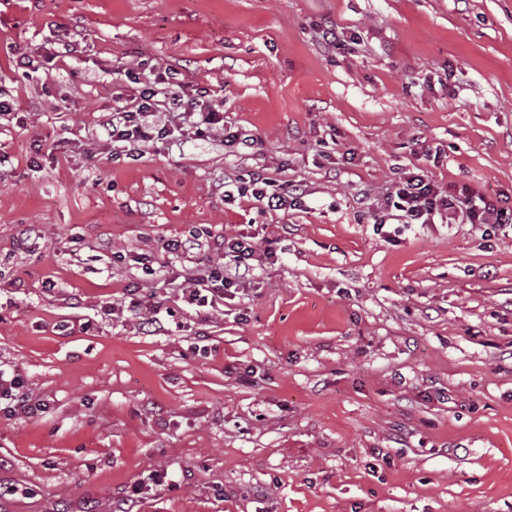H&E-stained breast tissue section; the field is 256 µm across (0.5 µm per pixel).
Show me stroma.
I'll use <instances>...</instances> for the list:
<instances>
[{"label": "stroma", "instance_id": "obj_1", "mask_svg": "<svg viewBox=\"0 0 512 512\" xmlns=\"http://www.w3.org/2000/svg\"><path fill=\"white\" fill-rule=\"evenodd\" d=\"M140 65L253 148L112 161L98 125ZM0 88L27 114L0 124V366L46 406L0 419V512H123L138 483L133 512H512V236L392 223L391 244L358 202L430 148L440 187L512 206V0H0ZM261 166L300 207L225 202ZM196 227L207 250L166 251ZM230 237L275 255L187 305Z\"/></svg>", "mask_w": 512, "mask_h": 512}]
</instances>
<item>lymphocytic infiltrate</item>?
<instances>
[{
    "mask_svg": "<svg viewBox=\"0 0 512 512\" xmlns=\"http://www.w3.org/2000/svg\"><path fill=\"white\" fill-rule=\"evenodd\" d=\"M136 90L125 104L113 107L111 116L100 125L97 139L113 160L139 159L154 144L168 141L183 146L194 140L220 136L229 152L248 144V137L224 124V113L204 94H188L186 86L170 70L128 71ZM253 196L273 211L299 206L303 197L296 187H284L263 170L250 171L247 178L224 183V196ZM404 224H471L486 241H494L512 229V207L500 200L444 190L421 168L401 171L376 204L373 220L384 227L389 213ZM224 264L206 265L190 277L191 287L182 295L189 304L203 307L223 300L255 269L256 250L242 238L224 242ZM25 390L22 378L0 369V416L34 415L41 411Z\"/></svg>",
    "mask_w": 512,
    "mask_h": 512,
    "instance_id": "obj_1",
    "label": "lymphocytic infiltrate"
}]
</instances>
